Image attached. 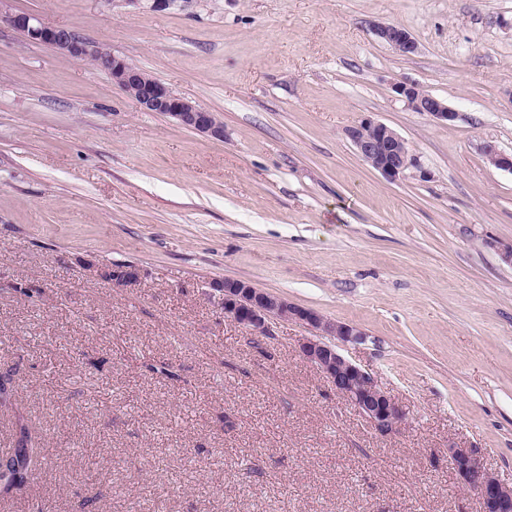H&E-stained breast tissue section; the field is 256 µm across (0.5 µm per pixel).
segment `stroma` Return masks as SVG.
<instances>
[{
	"instance_id": "stroma-1",
	"label": "stroma",
	"mask_w": 512,
	"mask_h": 512,
	"mask_svg": "<svg viewBox=\"0 0 512 512\" xmlns=\"http://www.w3.org/2000/svg\"><path fill=\"white\" fill-rule=\"evenodd\" d=\"M216 112H145L90 63L0 24V457L39 470L0 512H481L448 464L512 483V0H5ZM407 29L402 56L373 32ZM398 82L455 112L412 111ZM393 128L387 180L348 131ZM134 265L136 283L112 281ZM240 279L356 326L343 354L403 409L378 435L211 284Z\"/></svg>"
}]
</instances>
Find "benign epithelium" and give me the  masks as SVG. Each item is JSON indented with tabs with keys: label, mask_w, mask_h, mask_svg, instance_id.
Instances as JSON below:
<instances>
[{
	"label": "benign epithelium",
	"mask_w": 512,
	"mask_h": 512,
	"mask_svg": "<svg viewBox=\"0 0 512 512\" xmlns=\"http://www.w3.org/2000/svg\"><path fill=\"white\" fill-rule=\"evenodd\" d=\"M0 21L23 34L28 40L47 45L60 54L76 59L98 55L96 42L78 35L73 30L50 23L23 12H6L0 7ZM378 38L402 56L414 54L417 43L405 29L392 24L374 26ZM99 64L112 83L131 98L145 112H161L188 129L214 139L224 138V124L218 116L197 104L173 94L166 86L126 59L111 54ZM395 92L415 112H423L440 123H450L456 113L448 104L416 84L399 82ZM358 156L380 172L395 180L408 169L411 157L405 140L390 126L365 118L348 131ZM112 280L132 284L138 280V270L132 265L116 268ZM219 293L224 313L238 325L258 334L269 329L273 319L301 322L318 331L298 344L299 354L313 364L348 405L364 417L381 435L396 431L404 419L398 403L380 388L372 375L347 359L326 336L344 342H360L364 334L354 326L325 320L314 311L303 309L276 294L260 290L250 283L226 279L210 284ZM448 462L464 485L473 490L480 500L482 512H503L512 503V483L502 481L487 468L472 449L448 448Z\"/></svg>",
	"instance_id": "obj_1"
}]
</instances>
